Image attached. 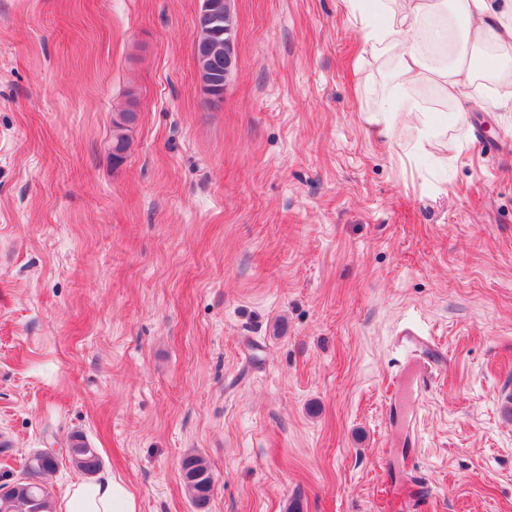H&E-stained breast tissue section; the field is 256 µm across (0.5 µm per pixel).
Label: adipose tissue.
Here are the masks:
<instances>
[{
    "instance_id": "ef3b65f1",
    "label": "adipose tissue",
    "mask_w": 512,
    "mask_h": 512,
    "mask_svg": "<svg viewBox=\"0 0 512 512\" xmlns=\"http://www.w3.org/2000/svg\"><path fill=\"white\" fill-rule=\"evenodd\" d=\"M359 27L373 64L391 89L364 112L367 126L392 137L399 114L416 113L417 149L448 138L414 98L432 86L465 114V104L482 94V80L512 69V0H344ZM53 512H139L127 483L115 475L73 483Z\"/></svg>"
}]
</instances>
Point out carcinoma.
<instances>
[{
    "mask_svg": "<svg viewBox=\"0 0 512 512\" xmlns=\"http://www.w3.org/2000/svg\"><path fill=\"white\" fill-rule=\"evenodd\" d=\"M194 28L197 36L194 44V53L198 65L200 80L203 87H208L219 96H224V67L213 63L208 58L210 49L219 45L221 47L232 42L230 0H224V11L221 20L213 21L204 13L196 15ZM136 120V113L126 110L118 113V119L113 121L112 134V162L116 165L122 163L130 147L126 134V127ZM73 452L68 454V462L87 475L97 473L102 466L97 449L89 447L83 434L75 433L71 436ZM62 460L55 457H45L41 460L35 458L31 464L24 465L22 473L26 477L35 479L29 490L13 498L10 512H50L51 499L49 492L42 482V477L55 471ZM182 475L185 489L194 505L205 507L213 491L214 481L211 471L204 459L198 455H189L182 460Z\"/></svg>",
    "mask_w": 512,
    "mask_h": 512,
    "instance_id": "carcinoma-1",
    "label": "carcinoma"
}]
</instances>
